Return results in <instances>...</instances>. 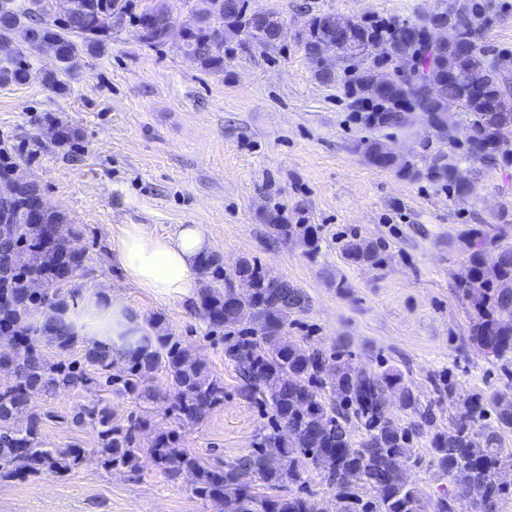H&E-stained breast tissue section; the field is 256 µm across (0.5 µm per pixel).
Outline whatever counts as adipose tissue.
Wrapping results in <instances>:
<instances>
[{
  "label": "adipose tissue",
  "mask_w": 512,
  "mask_h": 512,
  "mask_svg": "<svg viewBox=\"0 0 512 512\" xmlns=\"http://www.w3.org/2000/svg\"><path fill=\"white\" fill-rule=\"evenodd\" d=\"M209 250L210 241L199 224L179 225L171 234L153 233L142 224H121L112 261L127 283L162 299L179 298L196 293L200 261ZM56 315L77 340L106 346L117 357H129L147 329L141 313L106 287L83 292Z\"/></svg>",
  "instance_id": "adipose-tissue-1"
}]
</instances>
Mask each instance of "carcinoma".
<instances>
[{
	"label": "carcinoma",
	"instance_id": "cac0c4a2",
	"mask_svg": "<svg viewBox=\"0 0 512 512\" xmlns=\"http://www.w3.org/2000/svg\"><path fill=\"white\" fill-rule=\"evenodd\" d=\"M72 12L50 18L53 0H0V85H22L33 77L29 58L48 54L56 72L41 76L55 93L67 90L87 56L104 52L112 35L130 32L142 46L158 49L169 42L191 56L205 73L224 70L227 34L244 32L262 46L274 45L281 23L253 10L249 0H71ZM188 9L194 24L177 26V11ZM442 14L454 22L456 46L429 27V18L397 21H359L350 16L318 14L296 35L316 76L329 83L336 78V60H357L365 67L347 80L350 96L367 110L368 122L378 129L403 128L414 111L426 114L436 136L450 151L433 156L426 171L401 163L388 145L373 139L363 144L368 162L396 168L409 178L424 174L448 183L459 200L477 187L472 165L487 170L512 167V109H492L489 103L512 97L507 70L477 42L485 5L469 0ZM28 28L25 44L10 43L12 29ZM336 45L335 56L321 54ZM463 101L473 135L457 152L448 131V103ZM55 140L74 144L76 134L51 119ZM37 188L21 186L8 208L0 207V368L15 374L12 385L0 388V479L55 474L75 469L86 449L77 444L47 448L40 430L48 415L29 408L33 394L56 396L75 386L99 387L116 394L138 396L158 370L167 373L169 409L179 423L195 424L224 401V384L205 364L183 347L160 317L147 321L152 332L142 337L145 349L129 359L120 373L112 372V353L86 347L84 360H48L43 346L66 353L77 343L61 323L39 322L37 315L64 304L61 287L85 268L86 254L69 245L83 227L63 212L45 209L39 223H28ZM286 240L300 234L310 252L318 239L306 224H274ZM468 274L455 288L469 314L468 340L485 356L502 362L512 378V245L488 248L481 230L466 237ZM354 263L375 264L377 248L352 238L344 245ZM201 273L211 279L199 289L195 307L209 333L224 341V353L238 368L242 391L249 399L270 405L276 430L265 434L253 452L232 465H205L181 443L175 430L157 435L149 450L168 478L192 476V491L200 499L224 505V512H320L309 492L276 494L302 480L313 469L321 483L337 491L338 512H426L420 488L407 481L404 470L417 465L413 435L428 438L429 454L448 487L433 504L434 512H453L454 499L478 488L476 512H499L512 499V449L502 447L512 432V396L481 391L455 403L453 375L435 376L440 395L453 403L448 428L438 426L433 403L423 404L397 368L380 373L355 371L320 348H304L283 339L304 305V296L288 282L268 277L244 257L232 274H224L221 258L207 255ZM336 359L333 370L329 359ZM413 417L405 427L389 416L391 398ZM79 425L98 429L105 470L139 467L142 449L134 420L122 430L112 426L108 408L87 405L74 415ZM255 474L271 492L253 491L244 481Z\"/></svg>",
	"mask_w": 512,
	"mask_h": 512
}]
</instances>
